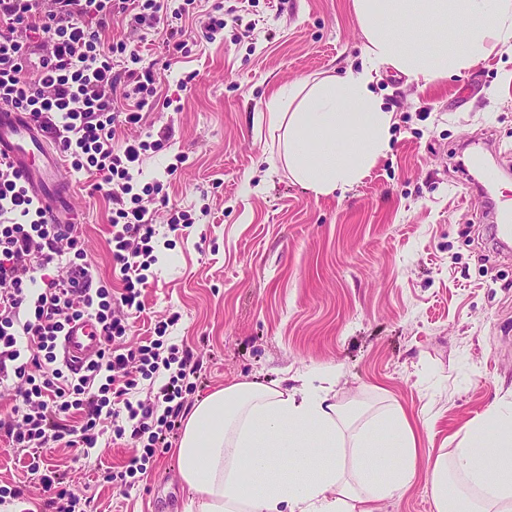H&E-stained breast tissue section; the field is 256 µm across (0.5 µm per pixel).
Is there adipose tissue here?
Instances as JSON below:
<instances>
[{"label":"adipose tissue","instance_id":"adipose-tissue-1","mask_svg":"<svg viewBox=\"0 0 512 512\" xmlns=\"http://www.w3.org/2000/svg\"><path fill=\"white\" fill-rule=\"evenodd\" d=\"M361 67L278 88L270 130L314 195L350 190L390 148L393 112L371 85L390 68L417 85L512 50V0H354ZM335 367L296 384L236 382L197 402L176 449L185 512H380L425 476L434 512H512V399L453 448L424 449L396 405L365 417L336 401Z\"/></svg>","mask_w":512,"mask_h":512}]
</instances>
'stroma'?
Wrapping results in <instances>:
<instances>
[{"label": "stroma", "mask_w": 512, "mask_h": 512, "mask_svg": "<svg viewBox=\"0 0 512 512\" xmlns=\"http://www.w3.org/2000/svg\"><path fill=\"white\" fill-rule=\"evenodd\" d=\"M224 6V31L200 22ZM189 56L144 44L159 96L149 125L170 126L166 150L144 158L140 183L163 181L193 224L153 219L158 257L129 344L154 339L189 350L200 372L185 406L225 383L272 384L328 366L345 407L395 403L423 438L448 448L512 389V257L490 231L512 207V53L495 50L464 72L421 87L396 71L373 85L393 112L391 148L346 193L317 197L295 182L261 122L279 87L358 65L365 39L353 0H196L184 21ZM187 90H180L181 80ZM185 162L174 175L175 154ZM499 168L489 197L470 194L475 159ZM89 261L112 277L111 202L94 178L71 177ZM170 445L130 486L100 481L143 452L131 437L81 454L44 456L65 471L85 512H183L188 490ZM24 501L8 512H51V496L0 437V485Z\"/></svg>", "instance_id": "stroma-1"}]
</instances>
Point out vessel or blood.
<instances>
[{"mask_svg": "<svg viewBox=\"0 0 512 512\" xmlns=\"http://www.w3.org/2000/svg\"><path fill=\"white\" fill-rule=\"evenodd\" d=\"M0 159L8 160L24 176L46 223H70L76 206L62 156L31 116L5 102H0ZM100 340L94 320L72 323L60 340L61 358L73 367L83 366L95 358Z\"/></svg>", "mask_w": 512, "mask_h": 512, "instance_id": "vessel-or-blood-1", "label": "vessel or blood"}]
</instances>
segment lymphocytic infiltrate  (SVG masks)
Instances as JSON below:
<instances>
[{"label":"lymphocytic infiltrate","mask_w":512,"mask_h":512,"mask_svg":"<svg viewBox=\"0 0 512 512\" xmlns=\"http://www.w3.org/2000/svg\"><path fill=\"white\" fill-rule=\"evenodd\" d=\"M195 0H0V101L28 113L60 147L75 172L111 187L110 252L115 283L96 280L78 228L43 220L38 201L11 165L0 160V388L16 403L0 416V432L25 452L27 469L52 491L54 512H77L81 498L41 454L50 443L88 453L106 434L147 437L142 461L166 445L183 408V392L198 366L190 353L157 337L129 346L131 320L144 309L142 290L158 261L157 228L142 197L155 194L175 232L193 224L190 211L170 205L162 184L138 186L134 173L147 152L172 136L120 138L140 127L157 96L152 67L140 47L159 39L169 55L187 56L182 24ZM122 16L126 38L106 43L105 29ZM91 317L104 342L81 368L64 364L59 339ZM164 377L153 402L131 400L140 380ZM72 413L79 421L64 426Z\"/></svg>","instance_id":"1"}]
</instances>
